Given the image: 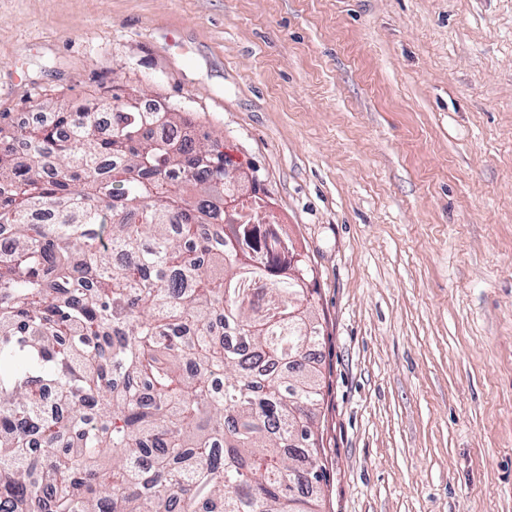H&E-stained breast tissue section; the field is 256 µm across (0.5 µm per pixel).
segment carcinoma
<instances>
[{
    "mask_svg": "<svg viewBox=\"0 0 512 512\" xmlns=\"http://www.w3.org/2000/svg\"><path fill=\"white\" fill-rule=\"evenodd\" d=\"M141 102L0 125V512H322L313 270L259 194L225 215L223 142Z\"/></svg>",
    "mask_w": 512,
    "mask_h": 512,
    "instance_id": "carcinoma-1",
    "label": "carcinoma"
}]
</instances>
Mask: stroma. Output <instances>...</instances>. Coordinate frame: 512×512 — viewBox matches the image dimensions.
Wrapping results in <instances>:
<instances>
[{
	"label": "stroma",
	"mask_w": 512,
	"mask_h": 512,
	"mask_svg": "<svg viewBox=\"0 0 512 512\" xmlns=\"http://www.w3.org/2000/svg\"><path fill=\"white\" fill-rule=\"evenodd\" d=\"M133 90L308 257L325 512H512V0H0L13 125Z\"/></svg>",
	"instance_id": "obj_1"
}]
</instances>
